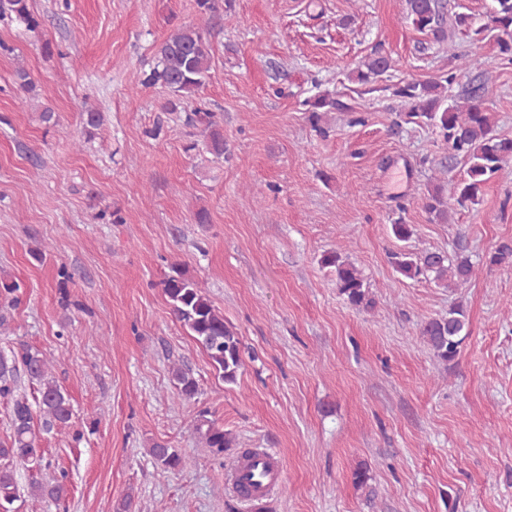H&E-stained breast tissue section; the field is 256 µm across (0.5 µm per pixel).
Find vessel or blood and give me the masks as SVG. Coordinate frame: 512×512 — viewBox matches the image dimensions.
<instances>
[{
    "mask_svg": "<svg viewBox=\"0 0 512 512\" xmlns=\"http://www.w3.org/2000/svg\"><path fill=\"white\" fill-rule=\"evenodd\" d=\"M284 467L281 458L268 449H259L242 461H234L225 475L228 489L239 491L250 500L266 498L270 489L281 485Z\"/></svg>",
    "mask_w": 512,
    "mask_h": 512,
    "instance_id": "vessel-or-blood-1",
    "label": "vessel or blood"
}]
</instances>
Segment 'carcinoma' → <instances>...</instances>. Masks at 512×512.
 Here are the masks:
<instances>
[{
	"label": "carcinoma",
	"instance_id": "1",
	"mask_svg": "<svg viewBox=\"0 0 512 512\" xmlns=\"http://www.w3.org/2000/svg\"><path fill=\"white\" fill-rule=\"evenodd\" d=\"M200 15L213 19L222 14L228 25L235 21L231 0H196ZM406 18L415 30L438 44L448 45L457 60L455 70L439 79H401L388 86L392 96L407 106L404 123L425 125L439 130L448 151L461 158L466 169L457 180L445 177L447 170L428 189L423 208L439 223H447L458 208L478 204L484 186L512 162V139L497 131L493 112L486 106L489 88L475 72L491 63L476 54L455 53L454 37L460 33L474 41L495 38L497 57L512 60V0H490L480 17L460 11L448 14L444 0H405ZM9 15L29 29L40 26L38 17L28 7V0H0V18ZM158 62L143 73L137 85L160 86L172 94L165 103L168 112H176L205 84L211 70V52L200 30L193 25L177 27L157 48ZM394 67L392 57L381 49L374 50L354 71L352 79L360 84L375 82ZM469 78L462 96L446 95V87L459 76ZM308 120L320 135L328 130L320 125L322 113L345 111L347 107L329 93L316 94L305 101ZM188 121L202 126L206 146L215 155L224 154V136L215 113L195 108ZM395 271L408 279L430 277L445 288H461L474 275V265L467 256L452 257L445 252L424 250L418 253H391ZM324 264L335 268L336 286L347 303L356 309L372 304L369 287L357 266L339 253L324 255ZM163 291L170 311L207 354L213 368L227 384L236 382L244 366L243 344L198 284L176 269L163 281ZM468 319L463 308L429 318L420 324V336L441 363L455 360L467 336ZM52 361L39 350L19 345L11 355L0 354V401L10 404L9 440L0 443V512H18L15 502L21 499L14 465H22L30 476L28 494L32 499L59 500L65 496L64 479L41 481L37 476L49 467L44 449L36 444L33 407H38L44 424L51 427L70 425L73 416L71 398L52 376ZM38 386L35 403L22 391L21 380ZM176 397L173 402L190 400L199 392L196 379L182 369L174 371ZM199 441L217 453L232 447L224 428L205 418L195 427ZM153 460L166 469H181L188 459L165 443L149 448Z\"/></svg>",
	"mask_w": 512,
	"mask_h": 512
}]
</instances>
